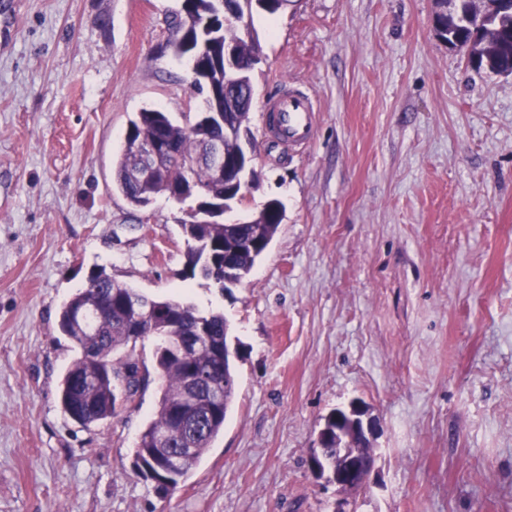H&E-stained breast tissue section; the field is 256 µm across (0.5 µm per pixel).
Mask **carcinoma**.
<instances>
[{"label": "carcinoma", "instance_id": "obj_1", "mask_svg": "<svg viewBox=\"0 0 512 512\" xmlns=\"http://www.w3.org/2000/svg\"><path fill=\"white\" fill-rule=\"evenodd\" d=\"M244 11L239 20L224 21V11L217 0H184L174 36L173 50L199 60L193 72L191 87L204 96L205 106L224 102V56L232 50L247 57L253 44L252 24L243 23L244 17L262 11L273 15L288 5L290 0H240ZM493 3L494 24L485 23L482 15L470 7L468 0H457L455 7L461 22L448 29V18L438 17L443 37L453 36L460 43L473 42L480 48V67H487L486 59H512V11L501 12V4ZM249 113H231L235 125L234 139L224 141L229 154L241 152L240 128H248ZM208 137H224V127L210 125L200 115L195 122L180 125L168 113L155 107H145L130 120L123 148L113 162V182L128 204L140 208L151 203L159 194L175 190L196 197V210L205 207L226 208L233 211L242 199L240 189L230 188L224 196V185H216L212 174L202 161L203 145ZM158 139L170 146L175 155H165L160 163L166 177L142 181L134 176L143 161L139 150L141 142ZM285 213L278 199L268 201L258 215L227 223L192 221L181 225L187 242L186 268L197 273L209 263L218 269H227L225 278L239 283L245 279L258 259L269 247L279 230ZM137 289L115 282L105 270L92 272L88 285L79 289L61 306L58 330L78 349L77 357L66 369L59 388V401L63 411L83 427L111 418L120 407H129L144 383L137 360L119 355L121 349L146 337L157 339L155 368L159 382V398L154 418L141 432L134 452L135 467L143 471L150 467L148 478L161 490L178 485L199 463L224 428V421L237 390L235 362L222 351L228 347L229 325L218 312H202L193 304L179 299H151L152 314L142 330H130L135 312L128 308L125 298ZM95 307L97 322L94 331H88L75 320L81 310ZM186 328L203 325L204 347L189 358L178 354L182 340L174 326ZM197 376L205 388L213 387L220 402L203 411L201 431L192 439L194 449L184 454L173 475H162L156 464L165 460L167 449L161 438L175 421L176 415L190 400L189 378ZM329 437L324 459L336 461V422L327 421Z\"/></svg>", "mask_w": 512, "mask_h": 512}]
</instances>
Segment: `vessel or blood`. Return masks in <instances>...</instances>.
<instances>
[{"label":"vessel or blood","mask_w":512,"mask_h":512,"mask_svg":"<svg viewBox=\"0 0 512 512\" xmlns=\"http://www.w3.org/2000/svg\"><path fill=\"white\" fill-rule=\"evenodd\" d=\"M275 129L289 149L307 147L316 123V110L309 95L298 90H287L274 101Z\"/></svg>","instance_id":"vessel-or-blood-1"}]
</instances>
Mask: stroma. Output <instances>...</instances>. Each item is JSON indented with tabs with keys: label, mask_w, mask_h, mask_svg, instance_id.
Returning <instances> with one entry per match:
<instances>
[{
	"label": "stroma",
	"mask_w": 512,
	"mask_h": 512,
	"mask_svg": "<svg viewBox=\"0 0 512 512\" xmlns=\"http://www.w3.org/2000/svg\"><path fill=\"white\" fill-rule=\"evenodd\" d=\"M182 0H0V512H512V76L472 67L433 0H291L257 13L249 128L285 218L249 277L184 275L189 203L131 208L112 162L135 112L202 102L168 44ZM111 24L101 28V16ZM314 140L265 128L285 88ZM224 314L239 344L224 430L176 490L134 468L158 397L84 428L61 409L75 356L62 304L93 269ZM379 422L368 485L341 495L308 456L325 416Z\"/></svg>",
	"instance_id": "35a3bbf8"
}]
</instances>
